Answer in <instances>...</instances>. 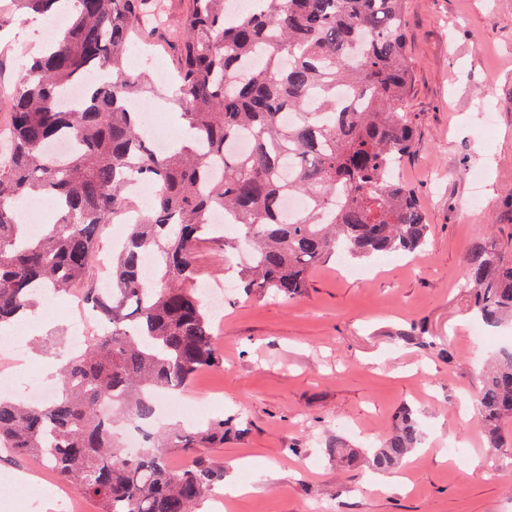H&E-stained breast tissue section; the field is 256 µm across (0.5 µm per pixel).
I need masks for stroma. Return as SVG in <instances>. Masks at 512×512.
I'll use <instances>...</instances> for the list:
<instances>
[{"label": "stroma", "instance_id": "obj_1", "mask_svg": "<svg viewBox=\"0 0 512 512\" xmlns=\"http://www.w3.org/2000/svg\"><path fill=\"white\" fill-rule=\"evenodd\" d=\"M167 24L152 39L160 63L127 58L151 80L136 104L161 124L181 125L166 78L179 63L174 38L187 0H165ZM413 81L405 105L416 127L401 180L430 227L423 254L362 263V275L332 260L313 266L306 292L288 299L224 289L214 332L224 361L169 395L165 425L189 426L239 412L248 434L208 456L245 495L200 512H512V446L488 448L475 411L483 365L500 348L478 322L464 286L470 246L494 237L512 256V0H407L404 27ZM38 26L0 12V92L19 87L22 54ZM74 293L49 296L26 323L27 362L0 358L14 392L48 379L65 352ZM410 407L423 432L406 481L385 482L367 465L350 470L325 453L379 445ZM0 512H60L62 480L40 461L0 457Z\"/></svg>", "mask_w": 512, "mask_h": 512}]
</instances>
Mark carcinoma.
<instances>
[{"label": "carcinoma", "instance_id": "cac0c4a2", "mask_svg": "<svg viewBox=\"0 0 512 512\" xmlns=\"http://www.w3.org/2000/svg\"><path fill=\"white\" fill-rule=\"evenodd\" d=\"M160 0H11L14 13L52 18L65 27L22 61L27 81L9 101L10 152L0 157V329L35 311L42 291L81 285L109 217L138 208L133 184L148 185L154 206L128 225L112 253V291L84 295L105 332L83 352L63 356L62 392L42 405L0 396V448L38 458L100 512H196L224 470L205 450L241 437L239 413L194 429L144 433L136 452L121 447L100 412L141 425L157 401L222 363L212 313L198 288L196 244L209 238L206 216L235 217L249 263L232 272L248 292L295 298L309 287L312 265L339 255L369 260L423 250L429 225L414 191L396 178L414 129L401 105L413 70L402 32L405 0H189L177 37L174 100L193 143L156 151L143 139L127 103L143 80L126 55ZM85 85L80 104L61 99ZM344 89L347 97L338 101ZM70 136L78 147L61 160L48 145ZM250 141L238 153L229 145ZM46 196L54 223L38 235L17 202ZM299 196V213L282 212ZM475 312L489 327L512 320V257L496 240L466 256ZM476 410L487 443L504 441L512 421V349L484 371ZM423 439L402 410L392 434L366 452L375 471L396 468ZM196 456L173 471L168 449ZM345 466L359 451L329 448Z\"/></svg>", "mask_w": 512, "mask_h": 512}]
</instances>
